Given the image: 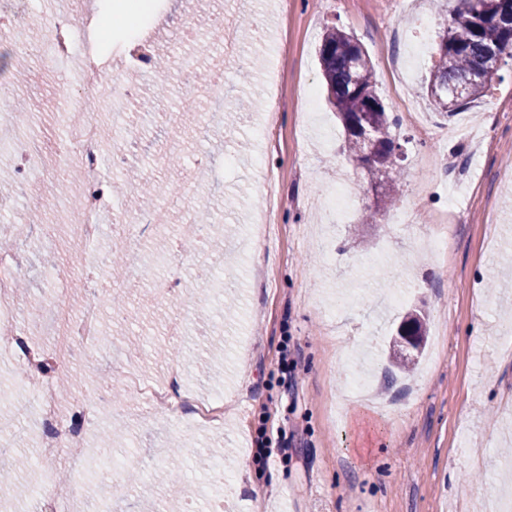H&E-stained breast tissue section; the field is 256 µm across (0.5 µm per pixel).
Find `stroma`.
Masks as SVG:
<instances>
[{
  "label": "stroma",
  "instance_id": "1",
  "mask_svg": "<svg viewBox=\"0 0 512 512\" xmlns=\"http://www.w3.org/2000/svg\"><path fill=\"white\" fill-rule=\"evenodd\" d=\"M155 0L146 31L165 52L207 67L200 48L211 12L239 17L246 61L221 86L185 84L170 76L155 101L146 71L126 72L143 91L131 108L123 145L129 165L156 184L151 204L167 221L144 225L140 270H112V229L93 261H85L71 199L27 211L14 184L13 210L0 247L15 251L26 287L16 317L29 345L54 357L71 378L58 391L61 429L83 431L44 468L37 408L13 413L29 364L21 352L0 353V448L26 459L40 481L68 473L56 512H169L195 502L207 512L216 489L199 461L219 450L234 481L224 496L233 512H484L491 496L512 491V59L483 100L452 120L430 108L423 80L434 54L411 55L412 79L393 76L387 50L424 19L441 22L432 0ZM350 31L367 50L377 91L400 120L406 141L402 198L392 216L406 223H368L377 196L371 186L349 217L326 223L312 201L320 188L360 171L343 153L342 127L328 101L317 50L326 26ZM194 36H186V28ZM36 58L6 68L14 93L0 103V170L19 163L13 139L33 157L50 156L67 91L56 71L73 70L49 51L47 31L28 27ZM208 153V175L195 158ZM274 179L278 210L258 241L248 239L256 189ZM462 197L460 210L449 196ZM223 224L220 242L184 248V216ZM26 211L25 226L13 222ZM448 240L436 260L431 231ZM181 280L189 294L164 298ZM102 304V342L60 349L56 304L81 313L94 290ZM405 293L383 309V292ZM421 307L429 334L413 375H399L386 349L405 309ZM185 324L183 335L169 333ZM368 362L371 392L353 394L350 371ZM194 397H224L218 427H175L158 405L127 384L164 387L173 366ZM118 398H110V390ZM121 429L119 452L132 464L115 470L98 460V441ZM271 451L260 463L254 446ZM111 472L113 488L100 476ZM148 477L130 486V474Z\"/></svg>",
  "mask_w": 512,
  "mask_h": 512
}]
</instances>
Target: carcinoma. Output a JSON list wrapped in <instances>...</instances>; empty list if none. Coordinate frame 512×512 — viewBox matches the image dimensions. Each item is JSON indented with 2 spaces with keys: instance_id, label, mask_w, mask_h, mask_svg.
<instances>
[{
  "instance_id": "obj_1",
  "label": "carcinoma",
  "mask_w": 512,
  "mask_h": 512,
  "mask_svg": "<svg viewBox=\"0 0 512 512\" xmlns=\"http://www.w3.org/2000/svg\"><path fill=\"white\" fill-rule=\"evenodd\" d=\"M437 59L426 78L427 96L442 118L483 98L497 76L496 60L512 57V0H456L445 9ZM319 62L328 100L345 131L343 152L369 181L384 186L382 207L389 212L400 201L404 169L401 144L393 135L398 120L375 89L374 68L354 35L336 25L321 38ZM425 318L408 311L392 337L389 355L406 368L415 363L425 340Z\"/></svg>"
}]
</instances>
